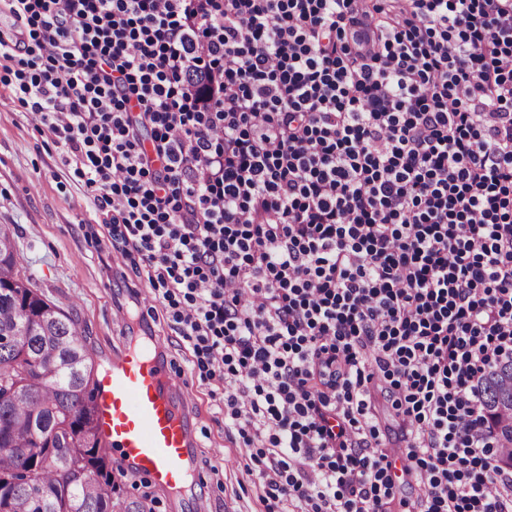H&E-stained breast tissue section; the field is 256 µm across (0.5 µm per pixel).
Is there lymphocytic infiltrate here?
Returning <instances> with one entry per match:
<instances>
[{"instance_id": "obj_1", "label": "lymphocytic infiltrate", "mask_w": 512, "mask_h": 512, "mask_svg": "<svg viewBox=\"0 0 512 512\" xmlns=\"http://www.w3.org/2000/svg\"><path fill=\"white\" fill-rule=\"evenodd\" d=\"M0 83L138 255L275 505L512 512V0H7ZM149 138H142V130ZM484 391L487 421L496 430L503 445L512 443V420L506 424L500 418L512 410V364L492 371L485 379ZM382 385L383 383L377 379L372 380L368 385L373 394V419L378 424L386 442H390L392 446H397L400 443L398 441L399 431L397 428L395 414L380 390V386ZM419 495L418 487L414 481L400 484L397 489L394 502L391 504V512H409L413 509V503Z\"/></svg>"}]
</instances>
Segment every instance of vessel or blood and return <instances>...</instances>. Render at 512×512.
I'll list each match as a JSON object with an SVG mask.
<instances>
[{
    "label": "vessel or blood",
    "mask_w": 512,
    "mask_h": 512,
    "mask_svg": "<svg viewBox=\"0 0 512 512\" xmlns=\"http://www.w3.org/2000/svg\"><path fill=\"white\" fill-rule=\"evenodd\" d=\"M180 375L145 345L113 355L95 389L100 437L113 458L152 486L182 493L194 478L192 434L172 393Z\"/></svg>",
    "instance_id": "obj_1"
}]
</instances>
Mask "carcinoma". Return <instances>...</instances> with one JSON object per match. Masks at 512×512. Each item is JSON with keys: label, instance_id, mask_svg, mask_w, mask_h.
I'll return each instance as SVG.
<instances>
[{"label": "carcinoma", "instance_id": "carcinoma-1", "mask_svg": "<svg viewBox=\"0 0 512 512\" xmlns=\"http://www.w3.org/2000/svg\"><path fill=\"white\" fill-rule=\"evenodd\" d=\"M16 278L0 282V512H144L142 501L114 497L112 464L101 439L90 443L83 427L96 419L91 352L85 331L33 287L17 270L14 229L0 224V264ZM45 308L57 320L37 317ZM27 335L19 344L12 337ZM58 362L53 376L36 370L46 353ZM20 385L26 393L8 396ZM487 421L501 443H512V364L492 371L484 382ZM68 429L72 447L55 454L48 447Z\"/></svg>", "mask_w": 512, "mask_h": 512}]
</instances>
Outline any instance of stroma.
Here are the masks:
<instances>
[{"label":"stroma","mask_w":512,"mask_h":512,"mask_svg":"<svg viewBox=\"0 0 512 512\" xmlns=\"http://www.w3.org/2000/svg\"><path fill=\"white\" fill-rule=\"evenodd\" d=\"M64 148L10 90L0 85V224L15 227L18 266L84 329L96 372L128 344L151 340L159 359L183 374L176 391L187 403L198 481L191 496L151 487L131 475L120 498L153 499V512H267L257 466L241 438L224 427L222 382L201 379L190 346L158 300L132 304L135 266L113 257L104 266L108 216L62 162Z\"/></svg>","instance_id":"1"}]
</instances>
